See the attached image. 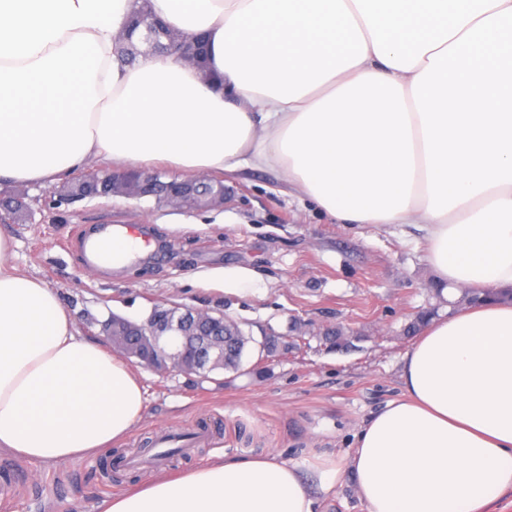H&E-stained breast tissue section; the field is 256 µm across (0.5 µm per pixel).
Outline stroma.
Wrapping results in <instances>:
<instances>
[{
    "label": "stroma",
    "instance_id": "1",
    "mask_svg": "<svg viewBox=\"0 0 512 512\" xmlns=\"http://www.w3.org/2000/svg\"><path fill=\"white\" fill-rule=\"evenodd\" d=\"M224 184V224L193 229L180 220L203 207L175 209L152 198L115 195L53 206L50 190L22 186L26 222L4 221L14 236L9 258L58 291L84 336L100 334L115 314L142 322L162 304L204 309L237 322L249 338L236 370L207 376L143 369L142 420L118 447L142 455L161 432L209 438L168 460L166 471L202 466L217 454L273 456L303 464L312 454L350 453L353 435L400 393L403 357L416 342L408 325L423 312L443 315L460 288L440 302L424 259V233L412 224H343L299 199L277 171L217 173ZM144 224L153 241L134 262L86 269L71 239L75 226ZM221 268L224 283L202 279ZM248 273L244 293L233 273ZM103 456L47 465L0 453V512H99L143 466L102 478Z\"/></svg>",
    "mask_w": 512,
    "mask_h": 512
}]
</instances>
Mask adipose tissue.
Returning <instances> with one entry per match:
<instances>
[{"instance_id": "adipose-tissue-1", "label": "adipose tissue", "mask_w": 512, "mask_h": 512, "mask_svg": "<svg viewBox=\"0 0 512 512\" xmlns=\"http://www.w3.org/2000/svg\"><path fill=\"white\" fill-rule=\"evenodd\" d=\"M204 35V67L119 44L134 0H0V184L90 161L270 168L345 224H419L440 282L512 286V0H149ZM0 228V452L110 451L145 411L137 373ZM401 393L344 461L220 455L100 512H323L350 470L364 512H495L512 492V301L432 320Z\"/></svg>"}]
</instances>
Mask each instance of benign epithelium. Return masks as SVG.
I'll list each match as a JSON object with an SVG mask.
<instances>
[{"label": "benign epithelium", "instance_id": "1", "mask_svg": "<svg viewBox=\"0 0 512 512\" xmlns=\"http://www.w3.org/2000/svg\"><path fill=\"white\" fill-rule=\"evenodd\" d=\"M169 39L179 59H192L190 40L176 34ZM112 192L131 197L155 195L174 206L189 204L197 196L196 188L185 182H163L153 173L132 175L121 170L112 171ZM104 332L113 348L156 368L206 373L224 367L227 356L224 317L207 311L182 313L176 309L152 315L140 324L114 316L105 321Z\"/></svg>", "mask_w": 512, "mask_h": 512}]
</instances>
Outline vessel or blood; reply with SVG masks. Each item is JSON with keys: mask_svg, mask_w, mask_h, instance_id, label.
<instances>
[{"mask_svg": "<svg viewBox=\"0 0 512 512\" xmlns=\"http://www.w3.org/2000/svg\"><path fill=\"white\" fill-rule=\"evenodd\" d=\"M89 267L104 264L128 263L145 252L150 239L139 226L130 224H108L91 236L76 233Z\"/></svg>", "mask_w": 512, "mask_h": 512, "instance_id": "1", "label": "vessel or blood"}]
</instances>
